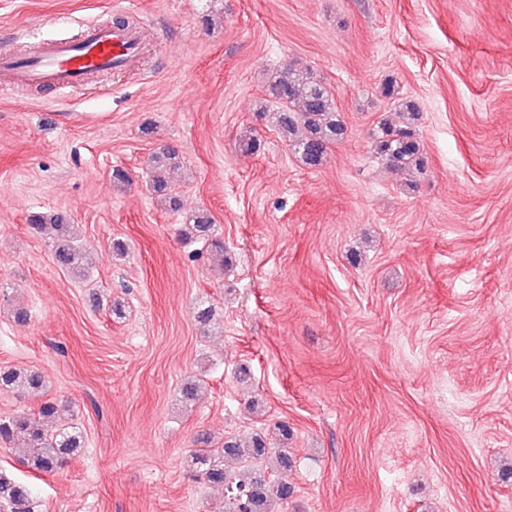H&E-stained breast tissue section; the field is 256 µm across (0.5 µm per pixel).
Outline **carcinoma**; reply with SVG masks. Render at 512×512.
Returning a JSON list of instances; mask_svg holds the SVG:
<instances>
[{"mask_svg":"<svg viewBox=\"0 0 512 512\" xmlns=\"http://www.w3.org/2000/svg\"><path fill=\"white\" fill-rule=\"evenodd\" d=\"M266 92L278 104L272 113V123L278 130L288 133L294 154L306 166L322 164L331 147L342 139L345 128L336 119L332 93L309 69L288 67L273 77ZM407 120L396 126L388 120L379 122L372 134L371 147L387 165L401 170L419 171L424 166L423 145L417 130L419 112L412 104L405 106ZM176 158V152L165 149L152 157L149 186L154 193L165 198L173 211L181 209L180 200L167 193L164 176L167 161ZM50 223L56 232L53 245L54 260L58 267L76 273L81 270L83 256L68 219L61 213L30 216V224L41 227ZM186 238L204 240L208 244L212 261L219 269L232 264L231 253L224 240L214 234L210 215L199 209L189 216ZM17 392L29 396H42L46 392V379L36 370L0 369V391ZM59 416L57 404L49 399L41 402L38 411L17 412L0 418V442L5 445L20 443L30 449L26 464L39 472L52 473L64 466L84 446V436L75 426L55 427ZM200 448L192 457L191 465L204 481L223 485L230 507L227 512H268L275 500H286L291 487L284 483L256 476L260 464L275 459L288 466V456L279 448H271L262 438H254L243 446L226 441L224 446L211 448L209 440L198 439ZM239 462L240 469L231 474L225 462ZM30 489L0 474V512H32Z\"/></svg>","mask_w":512,"mask_h":512,"instance_id":"obj_1","label":"carcinoma"}]
</instances>
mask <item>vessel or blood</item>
I'll return each instance as SVG.
<instances>
[{
	"label": "vessel or blood",
	"mask_w": 512,
	"mask_h": 512,
	"mask_svg": "<svg viewBox=\"0 0 512 512\" xmlns=\"http://www.w3.org/2000/svg\"><path fill=\"white\" fill-rule=\"evenodd\" d=\"M138 24L85 23L77 39H44L26 55H0V88L51 87L60 97L87 87L98 73L135 68L142 56Z\"/></svg>",
	"instance_id": "obj_1"
}]
</instances>
